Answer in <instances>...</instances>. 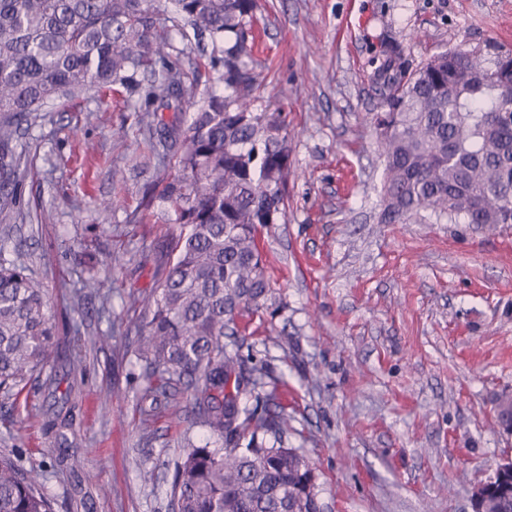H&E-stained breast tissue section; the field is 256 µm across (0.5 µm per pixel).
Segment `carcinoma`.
I'll return each instance as SVG.
<instances>
[{
	"label": "carcinoma",
	"instance_id": "obj_1",
	"mask_svg": "<svg viewBox=\"0 0 512 512\" xmlns=\"http://www.w3.org/2000/svg\"><path fill=\"white\" fill-rule=\"evenodd\" d=\"M0 0V222L23 212L28 158L23 125L61 98L119 85L160 107L195 104L168 52L169 32L189 27L212 44L222 90L203 99L186 131L146 123L155 157L177 169L158 198L179 234L146 302L136 350L144 398L190 394V415L209 436L176 463L177 512H321L315 471L286 446L288 414L277 382L245 367L224 343L237 319L261 310L273 282L257 226L286 216L294 172L280 112H254L251 66L257 0ZM377 111L370 123L385 164V224L446 220L489 229L512 224V50L454 48L411 67L404 46L381 42ZM56 326L47 290L22 263L0 261V391L21 393L50 363ZM71 390L46 429L71 417ZM0 512H54L42 475L19 453L0 454ZM477 512H512V472Z\"/></svg>",
	"mask_w": 512,
	"mask_h": 512
}]
</instances>
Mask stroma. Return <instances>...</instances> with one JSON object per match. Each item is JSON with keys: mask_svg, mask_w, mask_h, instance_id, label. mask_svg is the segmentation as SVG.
<instances>
[{"mask_svg": "<svg viewBox=\"0 0 512 512\" xmlns=\"http://www.w3.org/2000/svg\"><path fill=\"white\" fill-rule=\"evenodd\" d=\"M254 30V109L286 114L296 180L285 219L262 230L273 307L240 320L234 341L281 381L288 445L327 512H472L474 483L512 458L495 422L496 398L512 396V225L381 223L369 117L382 40L415 65L459 46L512 49V0H258ZM169 53L200 71L198 96L217 86L192 31L172 32ZM128 98L91 90L41 113L23 139L28 215L0 223V260L25 263L49 294L56 377L75 403L50 432L47 389L0 393V453L29 469L58 458L43 481L55 512H172L184 440L203 437L186 395L141 399V316L177 227L163 203L143 204L172 170L149 162ZM90 258L98 284L84 289Z\"/></svg>", "mask_w": 512, "mask_h": 512, "instance_id": "stroma-1", "label": "stroma"}]
</instances>
